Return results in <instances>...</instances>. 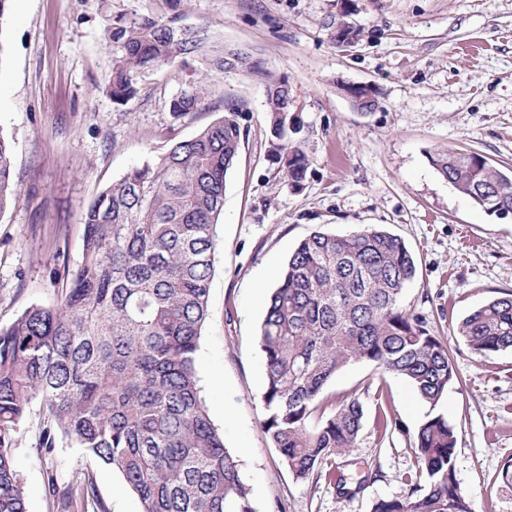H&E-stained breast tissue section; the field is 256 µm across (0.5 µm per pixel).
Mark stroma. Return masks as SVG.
<instances>
[{
    "label": "stroma",
    "mask_w": 512,
    "mask_h": 512,
    "mask_svg": "<svg viewBox=\"0 0 512 512\" xmlns=\"http://www.w3.org/2000/svg\"><path fill=\"white\" fill-rule=\"evenodd\" d=\"M341 2L12 0L0 25V133L14 147L21 199L0 215V327L64 295L82 257L83 212L100 191L236 104L241 142L226 176L196 369L257 512H371L378 499L409 493L412 441L429 406L404 378L367 363L336 375L324 398L359 397L358 446L304 481L261 425L257 336L267 296L311 232L362 224L404 240L418 275L403 303L449 344L459 381L436 408L457 431L462 492L474 512H512V488L501 480L512 458V350L480 357L455 333L461 318L512 291V213L475 207L431 162L450 148L512 169V0H351L361 35L350 46L332 39ZM141 17L205 27L287 79L288 137L309 159L300 184L270 156L274 118L260 77L213 76L204 108L179 118L169 101L195 80L188 66L141 73L137 95L113 103L106 84L117 49L104 29ZM345 83L374 85L376 110H354ZM40 422L32 407L13 450L28 512H54L51 472L62 482L92 478L107 512H142L121 474L86 460L69 439L42 457Z\"/></svg>",
    "instance_id": "stroma-1"
}]
</instances>
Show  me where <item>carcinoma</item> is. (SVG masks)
Returning a JSON list of instances; mask_svg holds the SVG:
<instances>
[{"mask_svg": "<svg viewBox=\"0 0 512 512\" xmlns=\"http://www.w3.org/2000/svg\"><path fill=\"white\" fill-rule=\"evenodd\" d=\"M342 13L338 42L359 39ZM119 48L108 89L135 97L133 75L198 63L197 80L169 101L176 117L204 106L218 74L261 75L268 112L278 115L272 156L294 184L309 160L285 140L293 103L288 80L250 53L205 31L152 18L106 27ZM232 107L158 159L108 185L83 214V251L68 290L53 307L30 306L0 327V512H27L12 446L33 403L41 445L67 437L90 461L117 468L142 512H256L238 457L224 446L201 396L195 356L208 315L214 227L224 209L226 175L240 147ZM438 173L490 214L512 210V174L481 155L438 151ZM10 140L0 133V215L17 205ZM402 238L373 225L300 241L271 292L257 337L264 358V432L282 464L307 480L357 447L364 416L356 397L326 408L322 394L345 367L364 362L405 378L430 411L413 445L418 468L405 498L380 499L372 512H472L456 479L454 426L436 406L458 379L447 341L402 304L415 279ZM480 356L512 350V293L489 300L457 323ZM87 485L48 490L69 512Z\"/></svg>", "mask_w": 512, "mask_h": 512, "instance_id": "carcinoma-1", "label": "carcinoma"}]
</instances>
